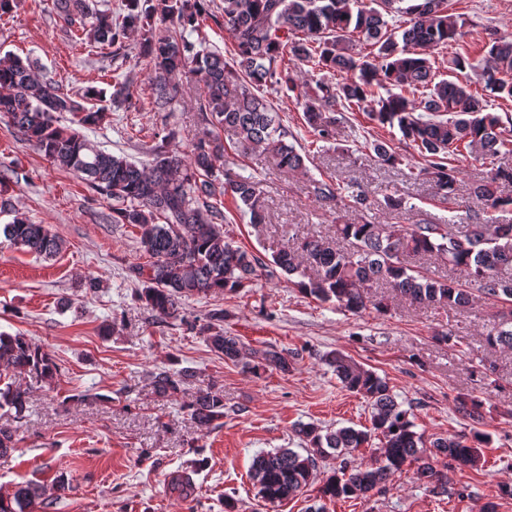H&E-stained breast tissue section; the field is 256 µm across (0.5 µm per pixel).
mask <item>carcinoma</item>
Segmentation results:
<instances>
[{"label":"carcinoma","mask_w":512,"mask_h":512,"mask_svg":"<svg viewBox=\"0 0 512 512\" xmlns=\"http://www.w3.org/2000/svg\"><path fill=\"white\" fill-rule=\"evenodd\" d=\"M224 31L230 58L220 50L196 49L207 44V20H217L207 0H124L121 21L91 7L86 0H54L71 37L101 46H117L129 30L141 31L135 59L154 72L158 112L174 109L177 78L186 71L199 76L202 136L191 148V163L166 150V140L147 149L150 161L138 165L92 143L81 132L106 118L107 108L92 101L99 92L63 93L53 78L36 71L30 59L8 53L0 57V116L8 119L20 140L32 144L57 167L84 180L112 201V223L138 228L140 252L147 263L133 268L156 319L181 317L183 302L215 290L237 292L251 285L259 271L272 277L275 269L299 275L301 292L323 303L358 314L371 306L384 313L391 299L402 298L423 308H462L471 289L457 281L425 276L410 264L415 257L437 255L448 266L466 273L469 285L484 296L512 303V222L473 218L455 233L458 187L451 157L463 153L477 158L512 153V131L490 111L493 99L512 100V35L488 38L484 54L467 48L463 25L449 13L448 0H223ZM196 35V41L188 35ZM374 47L363 54L354 35ZM450 42L458 50L448 60V78L435 80L427 51ZM313 63L337 79L322 77L315 87L298 95L305 131L321 152L336 141V114L358 110L369 121L401 134L417 151L424 166L408 168L406 176L431 177L437 196L450 204L445 224L335 225V237L304 236L297 247L285 246L272 262L235 245L224 234V210L217 197L229 195L252 226L266 223L261 181L222 169L224 145L215 129L227 132L237 150H256L276 156L278 166L294 171L304 166L306 147L282 123L266 95L295 92L297 83L288 62ZM473 72L483 93H472L457 74ZM72 115L71 125L59 124ZM379 164L395 166L401 156L388 142L367 141ZM512 182V167H499L472 186L473 194L490 212L512 211V198L497 195V184ZM316 195L355 206L365 205L362 192L340 183L318 181ZM11 246L45 259L55 256L63 240L45 224H34L16 212L0 226ZM389 289V293L382 289ZM224 312L211 314L200 332L214 352L239 362L243 345L224 334ZM485 341L512 349V310L503 315ZM326 363L347 390L359 394L371 408V427H341L323 432L314 423H301L295 432L304 453L291 448L262 451L252 460L249 477L262 498L280 503L300 492L315 477L318 459L336 453L339 473L326 478L320 500L367 498L395 472L417 465L420 480L446 490L447 477L427 457H441L444 466L476 467L484 458L488 437L475 429L468 436L425 440L414 430L410 412L397 401L386 378L350 356L332 352ZM52 379L57 366L51 357L19 335L0 333V366ZM256 371L271 368L286 373L288 357L275 350L260 361L244 363ZM192 377L183 371L160 369L153 386L160 394L175 393ZM458 412L472 423L483 420V404L474 395L456 399ZM26 410L25 392L0 377V411L16 419ZM190 416L208 428L224 418V398L212 389L200 390ZM379 437L380 447L367 461L354 453ZM69 484L60 476L48 484L28 482L8 495L0 494V512H37Z\"/></svg>","instance_id":"cac0c4a2"}]
</instances>
